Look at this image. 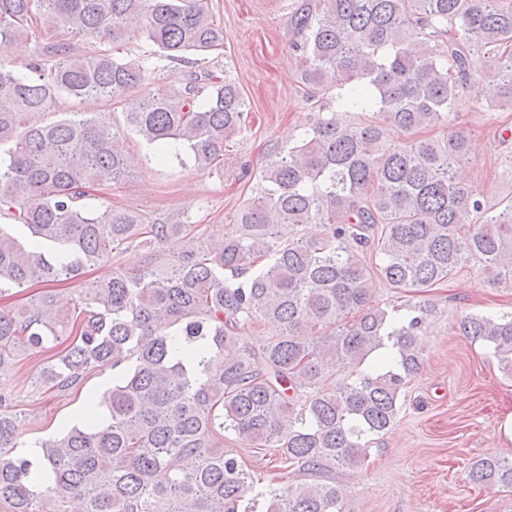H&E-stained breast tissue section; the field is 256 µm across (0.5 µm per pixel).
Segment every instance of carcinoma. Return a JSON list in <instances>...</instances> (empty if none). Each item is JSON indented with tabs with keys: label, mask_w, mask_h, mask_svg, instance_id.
<instances>
[{
	"label": "carcinoma",
	"mask_w": 512,
	"mask_h": 512,
	"mask_svg": "<svg viewBox=\"0 0 512 512\" xmlns=\"http://www.w3.org/2000/svg\"><path fill=\"white\" fill-rule=\"evenodd\" d=\"M327 2L298 9L292 23L302 83L343 90L336 110L313 104L304 136L261 169L259 191L215 239L175 215L150 222L129 208H89L102 178L128 170L112 113L43 119L61 94L113 100L125 132L159 161L177 141L198 168L224 170V143L249 124L235 82L202 71L178 101L132 96L147 76L140 59L81 57L57 36L141 37L190 64L224 46L205 0H0V211L35 238L23 245L0 226V293L43 286L0 309V373L52 351L33 384L65 390L112 367L93 414L40 442L35 460L18 448L21 414L0 395V512H40L47 493L69 512H250L258 499L265 512H350L322 475L362 467L397 422L436 309L423 300L400 321L373 305L369 280L429 288L474 261L488 282H512V203L497 211L462 180L468 142L453 129L465 99L512 107V0ZM36 34L33 75H20L2 52ZM441 127L440 138L420 137ZM303 224L321 225L320 236L282 234ZM129 247L142 267L83 289L78 309L52 289ZM260 326L255 349L244 334ZM459 328L512 377V314L468 315ZM229 434L302 481L257 489L265 478L225 448ZM471 475L511 489L512 458H481Z\"/></svg>",
	"instance_id": "obj_1"
}]
</instances>
